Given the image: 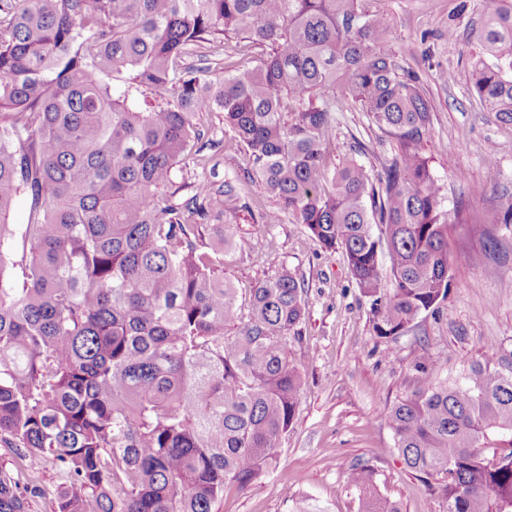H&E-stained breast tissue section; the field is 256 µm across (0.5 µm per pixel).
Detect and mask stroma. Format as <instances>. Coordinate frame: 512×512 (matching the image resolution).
<instances>
[{
    "mask_svg": "<svg viewBox=\"0 0 512 512\" xmlns=\"http://www.w3.org/2000/svg\"><path fill=\"white\" fill-rule=\"evenodd\" d=\"M478 0H367L370 10L394 21L390 44L399 62L414 72L433 105L432 127L420 144L442 190L444 209L458 212L448 226L454 258L448 296L439 312L423 314L408 333L384 342L373 328L371 305L356 286L341 250H328L304 225L282 217L257 221L275 209L262 186L244 175L245 149L224 128L220 112L198 113L205 137H220L206 168L185 160L177 183L192 185L209 171L213 188L225 178L240 183L246 209L233 218L239 234L225 272L240 297L259 282L288 269L304 284L305 318L288 349L302 376L297 410L279 445L277 465L246 489L225 490L219 512H294L306 501L323 512H359L357 491L348 483L354 466L377 474L378 490L400 512H446L440 484L424 481L394 451L385 412L412 394L421 376L442 382L470 364L488 360L512 371V223L488 224L486 211L512 205V123L502 122L472 94L470 61L478 51ZM448 71L452 81L439 74ZM366 152L359 160L371 175L383 173L397 146L367 114H336L331 144L334 163L350 155L352 139ZM495 275H487V268ZM431 361L422 371L423 361ZM69 479L45 466L28 493V512H53L55 492Z\"/></svg>",
    "mask_w": 512,
    "mask_h": 512,
    "instance_id": "obj_1",
    "label": "stroma"
}]
</instances>
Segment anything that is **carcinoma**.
Segmentation results:
<instances>
[{
	"label": "carcinoma",
	"mask_w": 512,
	"mask_h": 512,
	"mask_svg": "<svg viewBox=\"0 0 512 512\" xmlns=\"http://www.w3.org/2000/svg\"><path fill=\"white\" fill-rule=\"evenodd\" d=\"M392 36L365 0H0V443L31 476L67 472L54 512H218L227 486L276 464L292 424L304 288L282 269L244 302L224 277L237 225L211 217L243 198L230 179L180 195V159L204 166L220 144L193 114L224 113L244 144L277 205L261 223L287 214L344 251L379 338L445 301L456 215L419 151L432 103ZM476 39L473 94L512 122V0H490ZM338 105L397 139L383 177L353 157L330 167ZM386 419L447 512H512V373L425 376ZM349 483L360 512H400L372 468ZM0 512H26L2 477Z\"/></svg>",
	"instance_id": "1"
}]
</instances>
